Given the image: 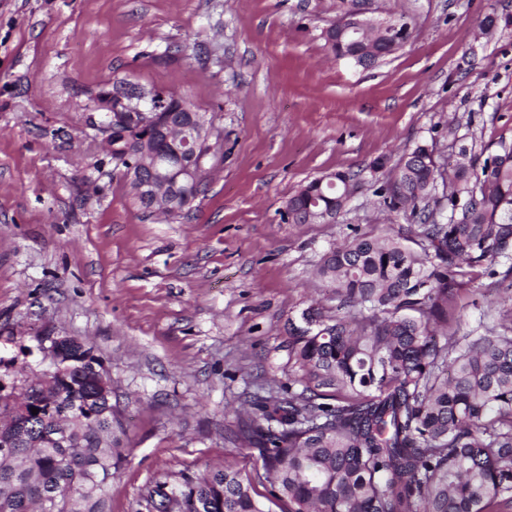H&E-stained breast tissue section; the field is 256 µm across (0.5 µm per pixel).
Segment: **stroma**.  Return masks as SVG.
Segmentation results:
<instances>
[{"instance_id":"1","label":"stroma","mask_w":512,"mask_h":512,"mask_svg":"<svg viewBox=\"0 0 512 512\" xmlns=\"http://www.w3.org/2000/svg\"><path fill=\"white\" fill-rule=\"evenodd\" d=\"M414 36L373 67L334 60L344 0H0V357L35 369L39 337L89 342L112 377L131 453L109 512H146L166 475L231 463L263 489L257 449L229 435L249 392L290 384L292 327L335 308L316 274L356 236L414 238L380 189L416 145L447 163L512 143V0H369ZM496 13L489 37L482 22ZM127 79L188 97L211 121L188 215L143 213L90 123ZM359 175L335 218L282 221L290 197ZM512 325V275L473 269L456 317Z\"/></svg>"}]
</instances>
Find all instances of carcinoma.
<instances>
[{"label":"carcinoma","instance_id":"1","mask_svg":"<svg viewBox=\"0 0 512 512\" xmlns=\"http://www.w3.org/2000/svg\"><path fill=\"white\" fill-rule=\"evenodd\" d=\"M192 111L171 93L157 122ZM137 129L130 114L112 124V159L124 167ZM467 155L440 199L445 169L418 145L382 195L386 208L415 218L421 252L391 236L359 237L322 258L318 276L356 315L303 311L308 324L292 328L288 344L301 391L254 397V416L238 425L235 440L260 449L267 493L229 466L184 470L148 490L147 512H271L270 503L287 512H512V328L439 338L468 270L494 276L501 260L512 274V145L482 163ZM357 179L339 171L336 188L311 180L286 210L335 216L341 185ZM57 358L35 378L0 358V376L13 383L0 415L15 429L13 447L0 450V512H109L108 483L130 449L112 397L101 394L102 360L83 340ZM58 423L68 444L33 447Z\"/></svg>","mask_w":512,"mask_h":512}]
</instances>
